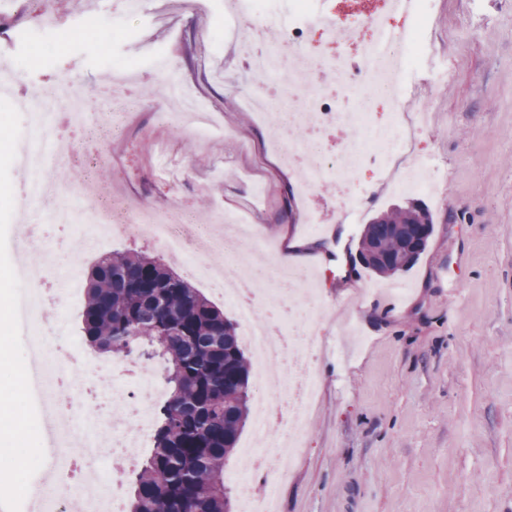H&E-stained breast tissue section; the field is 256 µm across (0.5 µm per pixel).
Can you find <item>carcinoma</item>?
Returning <instances> with one entry per match:
<instances>
[{
  "instance_id": "carcinoma-1",
  "label": "carcinoma",
  "mask_w": 512,
  "mask_h": 512,
  "mask_svg": "<svg viewBox=\"0 0 512 512\" xmlns=\"http://www.w3.org/2000/svg\"><path fill=\"white\" fill-rule=\"evenodd\" d=\"M433 215L411 200L375 217L357 252L371 273H398L413 240V267L433 233ZM103 254L87 273L86 340L116 356L153 361L167 395L156 411L153 449L133 471L130 512H229L224 460L249 414L250 366L236 325L198 289L142 252Z\"/></svg>"
}]
</instances>
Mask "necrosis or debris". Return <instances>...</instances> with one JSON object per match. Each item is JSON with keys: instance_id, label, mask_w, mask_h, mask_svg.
Here are the masks:
<instances>
[{"instance_id": "4bbe7bcc", "label": "necrosis or debris", "mask_w": 512, "mask_h": 512, "mask_svg": "<svg viewBox=\"0 0 512 512\" xmlns=\"http://www.w3.org/2000/svg\"><path fill=\"white\" fill-rule=\"evenodd\" d=\"M432 0H406L392 5L391 14L405 23L395 30L393 48L378 51L374 40L375 19H360L347 27L323 26L320 34L331 39H355L362 48L358 57L331 59L344 93L355 96L380 93L391 102L392 120L384 125L366 123L360 112L336 111L318 86L306 80L309 55L306 46L313 29V0H288V30L274 46L262 47L268 25L277 17L273 0H251V20L240 25L232 9L224 11V35L246 57V67L257 80L275 79L272 94L248 95L249 103L264 112H284L289 127L310 130L307 140L282 144V162L301 178L302 200L313 198L328 173L336 175V196L340 213L354 219L366 204L364 191L355 187V173L366 171L380 183L402 185L401 164L408 159L419 162L429 182L439 179V166L433 155L418 151L416 141L424 130L429 105L418 94V73L427 82L441 85L448 65L430 29L429 6ZM10 65L0 63V97L12 101L17 111L26 114L27 132L19 151L27 178L20 197L23 206L39 204L61 189L51 177L59 162L48 143L57 127L59 113L80 119L85 104L70 82L62 80L32 96L16 95L8 76ZM341 135L335 153H328L322 135L329 128ZM80 219L79 234L89 246L100 236L125 235L144 231L170 256L188 255L192 228L175 217L170 208L143 202L135 209L121 203L85 202L80 215L60 206L52 215L55 223ZM214 247L224 254L222 262L206 255L189 256L188 267L194 277H208L222 285L224 295L233 301L243 322L242 335L254 354L255 381L252 392L254 417L259 433L257 447L243 450L245 470L234 482L242 499V512H275L276 489L268 479L269 465L277 449L302 447L308 417L317 410L314 364L320 348L315 324L326 307L315 289L309 288L308 274L276 267L280 290L264 298L242 295L244 268L251 258L273 261L265 250L250 240L233 234L211 235ZM43 270L23 267L16 277L20 288L12 301L16 325L29 339L32 363L24 380L31 399L47 409L44 442L54 457L52 478L30 485L25 497L33 512H124L122 476L106 479L95 463L102 456V437H110L111 451L127 463H134L152 439L153 410L160 384L154 366L144 360H122L103 365L84 359V376L73 378L69 365L75 350L52 347L54 327L44 318L45 299L39 289ZM295 295L297 305L307 308L304 325H289L287 333L273 334L266 321L287 295ZM85 468L71 485L68 496H60L59 481L67 476L72 461Z\"/></svg>"}]
</instances>
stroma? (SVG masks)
I'll return each instance as SVG.
<instances>
[{
  "label": "stroma",
  "instance_id": "35a3bbf8",
  "mask_svg": "<svg viewBox=\"0 0 512 512\" xmlns=\"http://www.w3.org/2000/svg\"><path fill=\"white\" fill-rule=\"evenodd\" d=\"M90 0H28L21 25L28 46L10 73L17 94L61 76L74 79L90 122L108 118L105 92L117 63H138L130 84L138 106L121 133L91 138L58 134L61 162L53 176L67 200L81 205V175L96 156L100 189L153 204L181 202L205 224L247 208L255 182L270 189L258 223V244L281 249L282 237L314 238V270L332 312L327 336H344L346 355L323 350L317 359L320 412L303 450L278 449L272 475L280 512H512V0H437L432 25L448 55L440 88L425 85L431 120L419 146L448 170L440 196H425L434 230L418 263L390 277L368 273L352 253L362 223H340L336 190L322 185L312 202L320 230L310 233L296 179L271 148L268 122L230 88L246 65L234 43H220V0H146L145 15L119 27L82 28ZM52 6L68 28H44ZM171 65L161 69L158 55ZM183 86L213 113L218 132L198 142L177 121L160 123L169 83ZM26 117L0 99V296L18 287L16 264L44 257L19 254L14 243L30 217L19 204L25 179L16 164ZM169 147L171 181L155 166L157 141ZM64 240L60 268H87L97 257L70 224L45 227ZM28 342L13 319L0 318V387L10 390L13 454L0 455V500L29 512L17 489L41 480L50 460L42 414L14 372L28 370Z\"/></svg>",
  "mask_w": 512,
  "mask_h": 512
}]
</instances>
